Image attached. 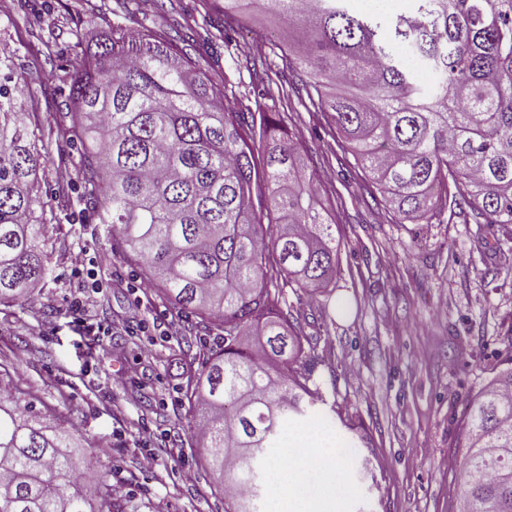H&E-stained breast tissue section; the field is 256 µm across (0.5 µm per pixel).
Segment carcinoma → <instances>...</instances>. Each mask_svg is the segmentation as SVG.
<instances>
[{"instance_id": "obj_1", "label": "carcinoma", "mask_w": 512, "mask_h": 512, "mask_svg": "<svg viewBox=\"0 0 512 512\" xmlns=\"http://www.w3.org/2000/svg\"><path fill=\"white\" fill-rule=\"evenodd\" d=\"M349 0H248L271 11L295 38L278 73L306 77L310 103L334 124L366 183L399 219L453 220L452 202L485 224L512 226V0H415L390 21L355 15ZM162 29L111 27L60 77L69 88L70 128L80 145L91 217L112 227L147 281L187 313L224 333L187 391L226 512H258L260 463L288 428L318 419L323 401L305 338L281 312L269 251L290 288H326L341 244L332 215L315 206V174L280 112L259 123L229 112L234 76L259 75L246 57L211 82L187 50L200 38ZM405 47L436 74L417 84ZM18 63L0 50V305L31 301L48 264L40 247L47 163L17 108ZM267 189L273 229L254 193ZM0 372V512H122L112 485L90 492L73 465L74 428L34 411ZM457 447L461 512H512V366L467 405Z\"/></svg>"}]
</instances>
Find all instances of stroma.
<instances>
[{
  "instance_id": "stroma-1",
  "label": "stroma",
  "mask_w": 512,
  "mask_h": 512,
  "mask_svg": "<svg viewBox=\"0 0 512 512\" xmlns=\"http://www.w3.org/2000/svg\"><path fill=\"white\" fill-rule=\"evenodd\" d=\"M199 0H172L156 11L133 0L130 14L116 0H0V48L15 51L29 125L47 156L41 187L46 212L41 244L50 275L41 304L0 310V365L38 410L76 425L100 450L96 469L125 484L123 512H224V495L203 461L198 419L184 398L190 374L218 347L217 330L198 323L148 287L140 266L112 228L84 220L77 171L79 145L61 136L70 119L53 77L69 68L79 47L98 41L107 25L164 26L182 33L183 15ZM282 26L261 9L238 18L236 43L216 41L198 51L212 78L232 56L281 43ZM320 175L319 196L336 217L342 242L335 286L286 289L288 317L310 343L324 422L343 416L369 439L341 462L346 493L328 512H459L454 445L466 403L512 355V239L497 225L465 212L452 223L395 222L366 192L351 153L323 113L299 95L273 101ZM86 252L83 282L97 292L96 320L143 322V336H105L82 327L70 308V259ZM152 433L159 466L140 470L131 429ZM373 480L358 473L361 457ZM191 471L192 482L181 478Z\"/></svg>"
}]
</instances>
